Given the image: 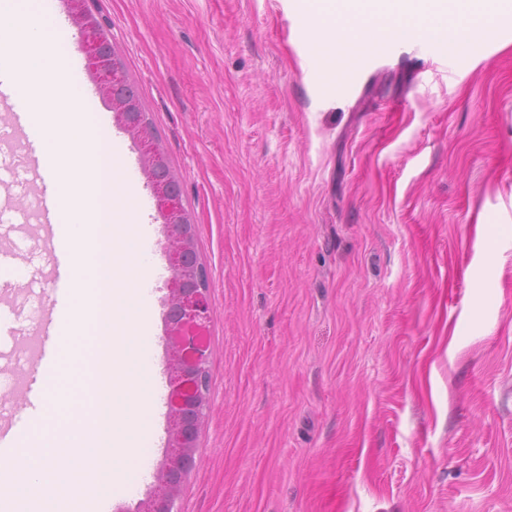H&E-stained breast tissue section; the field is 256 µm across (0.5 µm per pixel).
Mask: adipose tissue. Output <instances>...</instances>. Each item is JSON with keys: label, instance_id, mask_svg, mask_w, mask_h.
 Returning <instances> with one entry per match:
<instances>
[{"label": "adipose tissue", "instance_id": "adipose-tissue-1", "mask_svg": "<svg viewBox=\"0 0 512 512\" xmlns=\"http://www.w3.org/2000/svg\"><path fill=\"white\" fill-rule=\"evenodd\" d=\"M402 0L413 13L412 21L392 14L388 0H301V16L314 35L313 63L323 71L330 88L342 85L349 66L360 52L388 39L434 36L448 39L453 50H462L470 34L495 39L501 24L512 18V0H475V9L464 0Z\"/></svg>", "mask_w": 512, "mask_h": 512}]
</instances>
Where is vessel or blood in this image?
<instances>
[{
	"label": "vessel or blood",
	"instance_id": "obj_1",
	"mask_svg": "<svg viewBox=\"0 0 512 512\" xmlns=\"http://www.w3.org/2000/svg\"><path fill=\"white\" fill-rule=\"evenodd\" d=\"M21 70L22 60L19 56H0V105L8 110L13 128L28 143L26 165L37 180L36 194L42 209L44 228L52 242V288L47 304L41 307L36 319L33 348L36 367L28 373L21 385L22 416L18 419H0V456L12 455L21 419L40 417L45 409L48 384L58 375L59 353L69 338L68 326L73 317L75 288L74 259L70 245L56 234L61 201L70 187L62 183L56 167L45 162L38 132L31 124L28 113L17 103L16 79ZM29 264V258L24 257L18 249L1 250L0 288L16 287L18 271Z\"/></svg>",
	"mask_w": 512,
	"mask_h": 512
}]
</instances>
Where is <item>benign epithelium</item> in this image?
<instances>
[{
    "instance_id": "7a95c632",
    "label": "benign epithelium",
    "mask_w": 512,
    "mask_h": 512,
    "mask_svg": "<svg viewBox=\"0 0 512 512\" xmlns=\"http://www.w3.org/2000/svg\"><path fill=\"white\" fill-rule=\"evenodd\" d=\"M70 10L98 88L101 93L109 94L112 84L121 77V71L112 61L101 58L103 47L97 23L83 10L81 0H70ZM112 110L124 130L142 146L147 185L165 220V252L170 270L163 300L168 322L169 452L157 469L153 490L139 512H174L184 480L196 465L198 436L210 399L209 350L204 331L211 315V299L202 267L185 262V258L195 252L194 224L185 212L180 196L155 177L163 155L145 133V114L134 112L115 99L112 100Z\"/></svg>"
}]
</instances>
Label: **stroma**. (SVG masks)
Returning a JSON list of instances; mask_svg holds the SVG:
<instances>
[{
	"instance_id": "stroma-1",
	"label": "stroma",
	"mask_w": 512,
	"mask_h": 512,
	"mask_svg": "<svg viewBox=\"0 0 512 512\" xmlns=\"http://www.w3.org/2000/svg\"><path fill=\"white\" fill-rule=\"evenodd\" d=\"M196 225L209 281L210 400L178 512H512V26L466 66L411 39L311 83L299 0H95ZM25 143L0 108V248L47 272ZM112 200L126 264L147 248L153 434L110 512L154 484L168 426L157 202ZM142 215L137 235L129 213ZM39 298L0 307L21 333Z\"/></svg>"
}]
</instances>
